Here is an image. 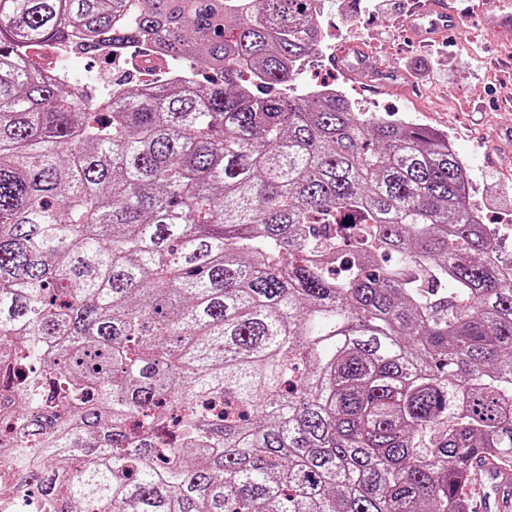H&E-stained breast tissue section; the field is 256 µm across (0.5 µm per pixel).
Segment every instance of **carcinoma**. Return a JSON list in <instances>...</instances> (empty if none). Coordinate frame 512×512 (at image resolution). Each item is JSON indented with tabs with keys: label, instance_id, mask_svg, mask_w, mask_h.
Segmentation results:
<instances>
[{
	"label": "carcinoma",
	"instance_id": "cac0c4a2",
	"mask_svg": "<svg viewBox=\"0 0 512 512\" xmlns=\"http://www.w3.org/2000/svg\"><path fill=\"white\" fill-rule=\"evenodd\" d=\"M313 0H0V443L37 512H465L512 265L448 134L295 90ZM163 46L95 94L28 50Z\"/></svg>",
	"mask_w": 512,
	"mask_h": 512
}]
</instances>
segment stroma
I'll return each instance as SVG.
<instances>
[{"instance_id":"stroma-1","label":"stroma","mask_w":512,"mask_h":512,"mask_svg":"<svg viewBox=\"0 0 512 512\" xmlns=\"http://www.w3.org/2000/svg\"><path fill=\"white\" fill-rule=\"evenodd\" d=\"M403 0L380 6L377 0H330L324 16L329 41L358 43L368 49L366 67L384 75L382 83L349 84L333 66L331 53L317 51L300 75L302 84L339 81L342 91L363 109L392 112L447 133L464 162L484 223L497 225L504 254L512 253V215L503 204L512 196V73L491 67L492 59L512 62V35L486 36L474 15L461 18L443 42L410 52L401 48ZM57 67L70 79H93L96 89L125 75L126 63L58 53Z\"/></svg>"}]
</instances>
